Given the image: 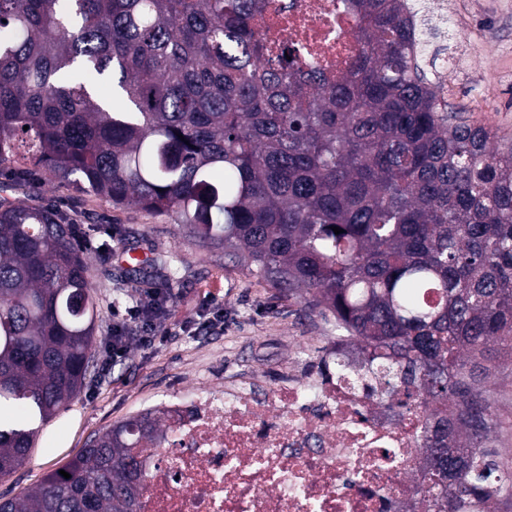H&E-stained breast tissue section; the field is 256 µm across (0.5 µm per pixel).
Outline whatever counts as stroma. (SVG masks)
I'll return each instance as SVG.
<instances>
[{
	"mask_svg": "<svg viewBox=\"0 0 512 512\" xmlns=\"http://www.w3.org/2000/svg\"><path fill=\"white\" fill-rule=\"evenodd\" d=\"M465 20L466 40L445 47L431 42L436 56L451 54L459 65L448 78L446 97L464 118L491 127L512 140V0H448ZM44 199L63 197L81 227L96 233L113 229L105 250L88 254L90 280L98 303L94 362L77 398L38 434L24 465L0 479V499L27 495L49 472L63 468L89 440L143 409L181 395L199 383L230 378H262L279 383L293 361L296 346L319 357L334 330L308 306L309 297L278 298L256 277L226 266L220 249L199 247L169 214L136 207L115 208L72 184L45 179ZM145 259L143 278L164 289L171 336L111 360L112 313L131 303L137 285L125 261L128 252ZM224 308V328H203L204 303ZM492 373L486 384L495 395L497 420L487 445L512 455V358L499 343L486 354Z\"/></svg>",
	"mask_w": 512,
	"mask_h": 512,
	"instance_id": "35a3bbf8",
	"label": "stroma"
}]
</instances>
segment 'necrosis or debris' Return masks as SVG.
I'll use <instances>...</instances> for the list:
<instances>
[{
	"label": "necrosis or debris",
	"mask_w": 512,
	"mask_h": 512,
	"mask_svg": "<svg viewBox=\"0 0 512 512\" xmlns=\"http://www.w3.org/2000/svg\"><path fill=\"white\" fill-rule=\"evenodd\" d=\"M344 0H263L271 52L343 74L354 48ZM296 353L287 382L203 384L166 404L140 454L137 512H418L428 405L400 403Z\"/></svg>",
	"instance_id": "necrosis-or-debris-1"
}]
</instances>
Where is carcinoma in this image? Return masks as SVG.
Here are the masks:
<instances>
[{
  "mask_svg": "<svg viewBox=\"0 0 512 512\" xmlns=\"http://www.w3.org/2000/svg\"><path fill=\"white\" fill-rule=\"evenodd\" d=\"M349 2L356 46L332 81L293 47L265 56L261 0H0V177L172 213L240 272L311 295L379 384L454 406L429 426L420 507L484 512L512 502V469L481 444L493 403L465 367L512 342V144L440 96L418 0ZM76 239L54 205L0 202V412L26 409L0 417V478L89 374ZM160 422L114 425L0 512H135Z\"/></svg>",
  "mask_w": 512,
  "mask_h": 512,
  "instance_id": "obj_1",
  "label": "carcinoma"
}]
</instances>
